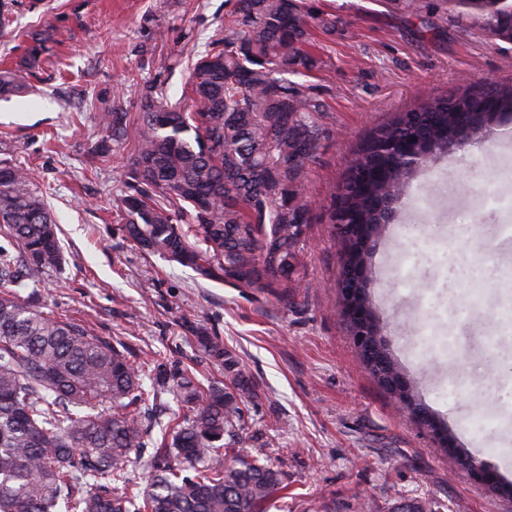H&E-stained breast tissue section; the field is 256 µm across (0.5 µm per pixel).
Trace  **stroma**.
I'll return each instance as SVG.
<instances>
[{"instance_id":"stroma-1","label":"stroma","mask_w":512,"mask_h":512,"mask_svg":"<svg viewBox=\"0 0 512 512\" xmlns=\"http://www.w3.org/2000/svg\"><path fill=\"white\" fill-rule=\"evenodd\" d=\"M432 5L436 27L395 0H327L341 18L312 76L327 112L318 156L308 170L310 222L287 300L262 299L197 277L191 269L141 252L123 232L115 202L126 189L130 145L107 162H87L103 134V112L135 111L156 77L172 99L185 95L191 62L217 32L224 0H13L0 28V67L39 61L22 73L24 94L0 100V158L34 169L52 209L66 258L44 275L46 310L120 337L131 361L159 353L196 370L203 384L223 380L201 357L195 330L208 328L244 366L255 396L237 455L277 467L287 499L269 512H512V495L474 483L433 435L398 411L361 364L335 304L339 248L330 205L354 152L394 113L421 96L472 84L512 80V43L491 42ZM512 136L476 150L450 149L410 181L398 223L386 228L372 284L383 334L423 402L478 461L512 473V338L498 361L485 354L504 289H447L442 267L420 264L456 224L473 230L452 256L512 266L501 227L512 209L487 201L512 198ZM423 224L412 242L402 227Z\"/></svg>"}]
</instances>
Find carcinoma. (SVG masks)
I'll list each match as a JSON object with an SVG mask.
<instances>
[{
  "label": "carcinoma",
  "mask_w": 512,
  "mask_h": 512,
  "mask_svg": "<svg viewBox=\"0 0 512 512\" xmlns=\"http://www.w3.org/2000/svg\"><path fill=\"white\" fill-rule=\"evenodd\" d=\"M446 3L462 26L512 35V0ZM315 28L336 33L318 0H232L195 55L188 106L153 83L136 116L104 113L105 136L91 156L132 142L118 208L135 247L282 301L298 287L307 168L326 112L305 82L322 65ZM23 92L21 70H0L1 97ZM505 119L512 82L427 95L367 137L333 204L332 224L356 225L353 239L334 233L338 275L364 272L356 306L376 356L403 379L394 400L409 416L424 405L381 337L373 249L417 168L448 153L459 127L474 132L464 143L473 146ZM34 181L30 169L0 159V512H266L282 489L280 471L219 453L240 441L252 397L249 375L221 337L196 331L203 357L224 368V382L203 387L179 363L137 365L119 342L33 301L42 274L65 266L56 220ZM163 394L184 413L156 437L145 402ZM148 448L143 485L135 471Z\"/></svg>",
  "instance_id": "carcinoma-1"
}]
</instances>
